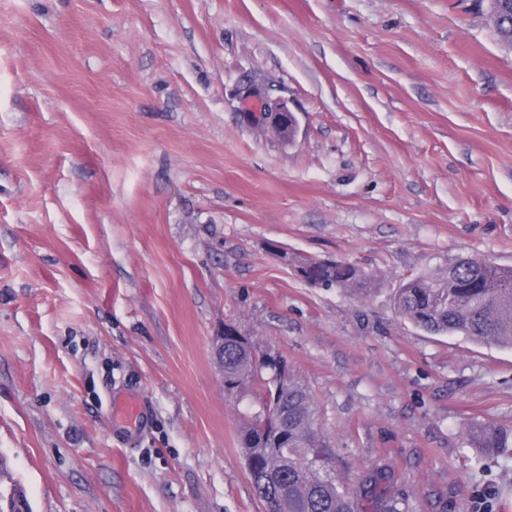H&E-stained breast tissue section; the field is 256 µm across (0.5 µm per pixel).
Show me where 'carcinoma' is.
<instances>
[{
  "mask_svg": "<svg viewBox=\"0 0 512 512\" xmlns=\"http://www.w3.org/2000/svg\"><path fill=\"white\" fill-rule=\"evenodd\" d=\"M304 266L327 288L369 292L365 277L348 264ZM398 315L435 336H463L473 342L512 348V267L461 258L441 273L404 281L394 295ZM224 390L248 388L259 405L238 431L253 492L264 512H409L389 485L383 467L361 476L355 485L336 474L334 461L319 436L316 405L307 389L277 358L256 352L244 336L224 337ZM481 448H511L512 428L478 433ZM29 506L14 483L0 490V512Z\"/></svg>",
  "mask_w": 512,
  "mask_h": 512,
  "instance_id": "cac0c4a2",
  "label": "carcinoma"
}]
</instances>
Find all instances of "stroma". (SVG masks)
Returning <instances> with one entry per match:
<instances>
[{"label": "stroma", "mask_w": 512, "mask_h": 512, "mask_svg": "<svg viewBox=\"0 0 512 512\" xmlns=\"http://www.w3.org/2000/svg\"><path fill=\"white\" fill-rule=\"evenodd\" d=\"M265 87L294 142L245 124ZM287 259H280V252ZM512 266V48L485 0H0V456L32 512H262L233 325L336 470L512 512V348L401 320L407 277ZM371 291L313 288L304 259ZM133 396L145 428L112 434ZM478 441L480 448H511L512 428L484 429L478 433Z\"/></svg>", "instance_id": "stroma-1"}]
</instances>
